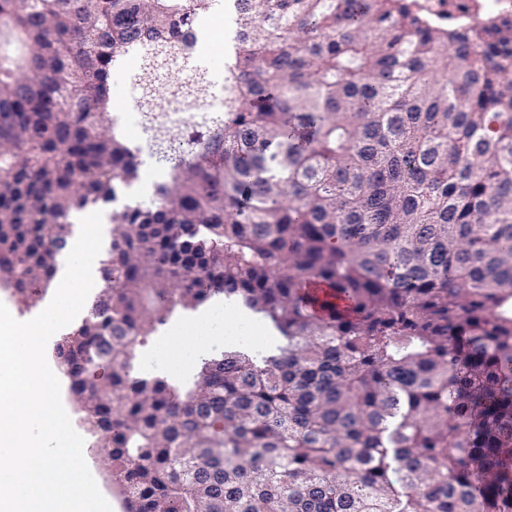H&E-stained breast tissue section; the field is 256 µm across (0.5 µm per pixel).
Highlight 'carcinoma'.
Instances as JSON below:
<instances>
[{
    "label": "carcinoma",
    "instance_id": "obj_1",
    "mask_svg": "<svg viewBox=\"0 0 512 512\" xmlns=\"http://www.w3.org/2000/svg\"><path fill=\"white\" fill-rule=\"evenodd\" d=\"M218 7L0 0V287L31 308L72 215L140 179L109 118L131 58L173 156L150 204L112 209L110 287L54 346L127 512H512V24L230 0L217 105L182 71ZM215 298L274 352L135 372L176 308Z\"/></svg>",
    "mask_w": 512,
    "mask_h": 512
}]
</instances>
